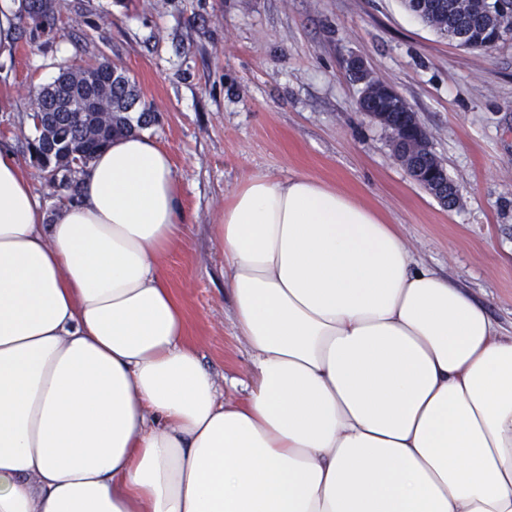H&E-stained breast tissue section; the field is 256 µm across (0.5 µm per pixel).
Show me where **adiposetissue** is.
<instances>
[{
	"label": "adipose tissue",
	"mask_w": 512,
	"mask_h": 512,
	"mask_svg": "<svg viewBox=\"0 0 512 512\" xmlns=\"http://www.w3.org/2000/svg\"><path fill=\"white\" fill-rule=\"evenodd\" d=\"M211 230L235 400L161 275L168 152L113 138L51 214L0 146V512H512V338L483 305L303 173L249 176Z\"/></svg>",
	"instance_id": "ef3b65f1"
}]
</instances>
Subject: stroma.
<instances>
[{"label":"stroma","instance_id":"1","mask_svg":"<svg viewBox=\"0 0 512 512\" xmlns=\"http://www.w3.org/2000/svg\"><path fill=\"white\" fill-rule=\"evenodd\" d=\"M394 88L460 188L444 207L395 160L388 131L358 109L351 55ZM109 58L156 121L173 161L187 238L161 271L185 336L224 395L249 354L232 325L223 248L211 232L224 197L254 174L304 173L360 197L398 225L415 260L486 305L512 336V40L494 51L437 35L403 0H62L53 32L17 19L0 61V142L48 211L63 205L31 165L30 92L75 61Z\"/></svg>","mask_w":512,"mask_h":512}]
</instances>
